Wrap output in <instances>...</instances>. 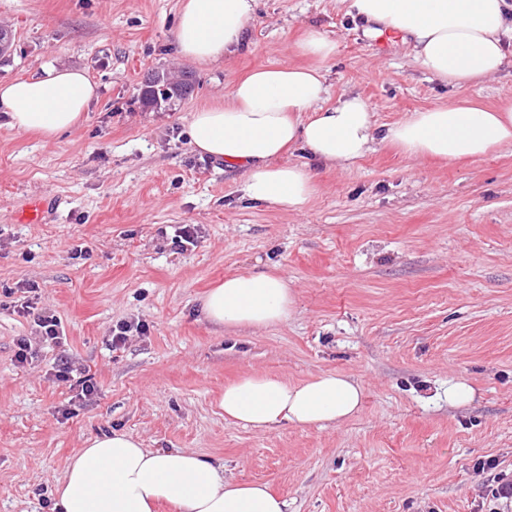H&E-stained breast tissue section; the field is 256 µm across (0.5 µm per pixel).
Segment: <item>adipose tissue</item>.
Instances as JSON below:
<instances>
[{"mask_svg":"<svg viewBox=\"0 0 512 512\" xmlns=\"http://www.w3.org/2000/svg\"><path fill=\"white\" fill-rule=\"evenodd\" d=\"M379 31L415 44V62L460 88L512 62V5L507 0H351ZM255 0H184L175 27L181 56L216 63L248 39ZM307 67L266 66L240 79L224 104L193 113L196 152L244 171L250 201L297 211L309 204L315 174L282 162L302 144L319 161L352 164L375 143L409 158H474L512 145V101L487 109L462 100L412 113L378 130L371 106L356 94L325 103V62L336 44L308 29L297 45ZM98 98V86L78 68L51 67L42 76L0 82V111L11 128L53 137L72 130ZM295 306L288 280L273 272L225 278L203 300L212 323L267 327L286 321ZM363 391L336 372L298 383L248 374L228 384L224 417L255 430L285 422L298 427L339 424L356 414ZM57 512H153L165 501L180 512H287L267 485L225 478L224 468L185 450H150L132 434L113 430L87 440L69 460L56 487Z\"/></svg>","mask_w":512,"mask_h":512,"instance_id":"ef3b65f1","label":"adipose tissue"}]
</instances>
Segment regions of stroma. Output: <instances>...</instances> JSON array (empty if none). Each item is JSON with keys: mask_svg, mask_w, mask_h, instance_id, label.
Segmentation results:
<instances>
[{"mask_svg": "<svg viewBox=\"0 0 512 512\" xmlns=\"http://www.w3.org/2000/svg\"><path fill=\"white\" fill-rule=\"evenodd\" d=\"M181 3L0 0L13 42L0 82L69 66L99 87L79 126L55 137L0 114V512H53L69 459L113 429L268 483L288 512H512L487 491L512 480V145L450 164L379 144L349 166L298 146L283 160L316 171V192L291 211L244 198L242 170L197 154L187 135L192 112L223 103L251 70L307 64L296 43L308 28L336 44L329 101L361 95L381 126L443 100H510L512 66L450 87L350 0H256L247 46L199 64L173 36ZM184 69L192 93L143 107L147 72ZM35 197L50 203L46 220L19 222ZM182 224L198 239L180 251ZM257 271L287 277L291 317L211 323L206 292ZM29 283L37 292L23 294ZM25 301L60 319L63 344L40 341ZM124 320L146 332L112 349ZM64 358L91 377V397L58 378ZM327 371L364 393L339 425L255 431L218 405L248 374ZM457 379L475 390L461 407L448 403Z\"/></svg>", "mask_w": 512, "mask_h": 512, "instance_id": "35a3bbf8", "label": "stroma"}]
</instances>
